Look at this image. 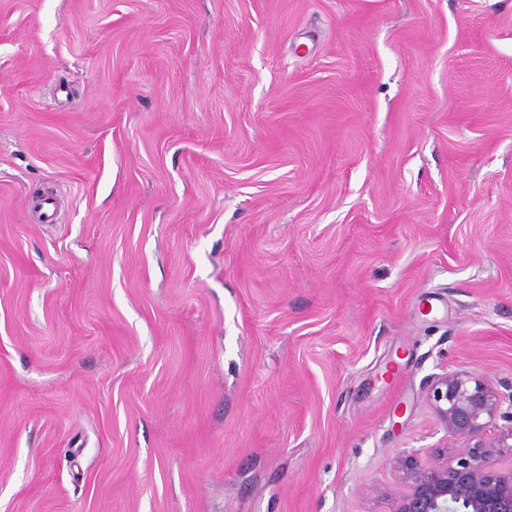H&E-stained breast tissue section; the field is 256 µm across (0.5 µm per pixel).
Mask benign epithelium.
<instances>
[{
    "label": "benign epithelium",
    "mask_w": 512,
    "mask_h": 512,
    "mask_svg": "<svg viewBox=\"0 0 512 512\" xmlns=\"http://www.w3.org/2000/svg\"><path fill=\"white\" fill-rule=\"evenodd\" d=\"M429 399L457 442L451 456L419 466L404 454L393 459L405 485L393 512H512V466L502 468L493 449H512V388L505 394L466 371L433 378ZM511 427L491 445L485 435L494 420Z\"/></svg>",
    "instance_id": "1"
}]
</instances>
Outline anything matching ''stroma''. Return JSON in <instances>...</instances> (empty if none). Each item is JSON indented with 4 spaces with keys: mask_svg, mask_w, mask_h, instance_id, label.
Segmentation results:
<instances>
[{
    "mask_svg": "<svg viewBox=\"0 0 512 512\" xmlns=\"http://www.w3.org/2000/svg\"><path fill=\"white\" fill-rule=\"evenodd\" d=\"M456 370L512 383V0H0V512H392Z\"/></svg>",
    "mask_w": 512,
    "mask_h": 512,
    "instance_id": "obj_1",
    "label": "stroma"
}]
</instances>
